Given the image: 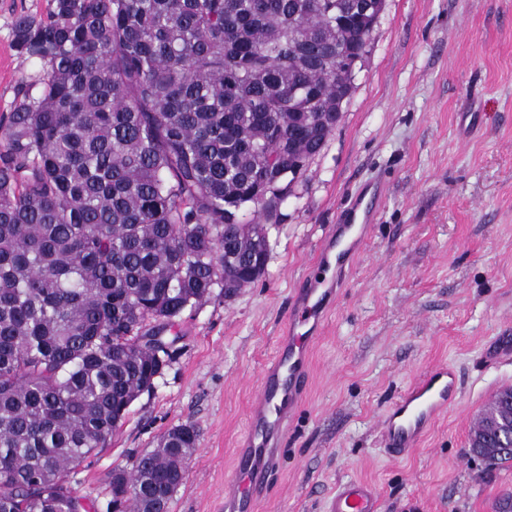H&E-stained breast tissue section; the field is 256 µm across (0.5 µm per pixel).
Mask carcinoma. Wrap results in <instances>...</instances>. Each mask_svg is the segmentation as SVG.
<instances>
[{
	"label": "carcinoma",
	"mask_w": 512,
	"mask_h": 512,
	"mask_svg": "<svg viewBox=\"0 0 512 512\" xmlns=\"http://www.w3.org/2000/svg\"><path fill=\"white\" fill-rule=\"evenodd\" d=\"M354 0H50L13 23L39 63L0 118V512H94L67 473L107 447L185 306L237 287L275 199L335 128ZM154 448L111 497L163 509L195 449Z\"/></svg>",
	"instance_id": "carcinoma-1"
}]
</instances>
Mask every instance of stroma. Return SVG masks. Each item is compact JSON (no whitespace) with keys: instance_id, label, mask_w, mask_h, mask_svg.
<instances>
[{"instance_id":"stroma-1","label":"stroma","mask_w":512,"mask_h":512,"mask_svg":"<svg viewBox=\"0 0 512 512\" xmlns=\"http://www.w3.org/2000/svg\"><path fill=\"white\" fill-rule=\"evenodd\" d=\"M47 4L0 0V116L39 69L14 50V19ZM372 180L377 221L312 344L304 401L255 512H325L349 480L376 486L379 512H494L512 466L487 470L467 442L487 393L512 385V357L486 356L512 349V0H385L324 147L276 211L244 216L267 229L265 275L183 313L171 363L71 486L105 507L114 470L190 422L198 443L169 512H224V476L291 299ZM440 363L459 377L457 403L410 456H387L381 416Z\"/></svg>"}]
</instances>
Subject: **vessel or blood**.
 I'll return each instance as SVG.
<instances>
[{
    "label": "vessel or blood",
    "instance_id": "b4317fda",
    "mask_svg": "<svg viewBox=\"0 0 512 512\" xmlns=\"http://www.w3.org/2000/svg\"><path fill=\"white\" fill-rule=\"evenodd\" d=\"M379 184L369 192H358L340 214L336 228L319 246L324 266L343 265L347 254L361 247L374 212L366 203L367 194H378ZM333 279L313 276L309 287L295 295L287 320V334L265 369L259 393L250 413V429L243 448L236 452L234 472L227 479L235 512H253L256 493L268 485L277 452L278 438L289 419L301 406L308 376L309 332L326 315ZM458 378L454 370L438 365L423 372L392 403L384 417L379 439L394 458L405 457L421 442L433 421L455 402ZM327 512H377V494L372 484L351 481L340 486Z\"/></svg>",
    "mask_w": 512,
    "mask_h": 512
}]
</instances>
